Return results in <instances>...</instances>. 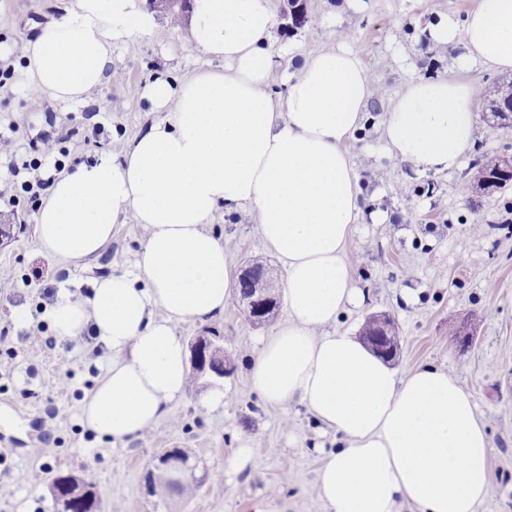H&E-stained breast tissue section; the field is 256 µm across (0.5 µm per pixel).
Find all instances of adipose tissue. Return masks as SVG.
Returning a JSON list of instances; mask_svg holds the SVG:
<instances>
[{
    "label": "adipose tissue",
    "mask_w": 512,
    "mask_h": 512,
    "mask_svg": "<svg viewBox=\"0 0 512 512\" xmlns=\"http://www.w3.org/2000/svg\"><path fill=\"white\" fill-rule=\"evenodd\" d=\"M267 3L193 0L190 43L223 69L149 83L162 119L124 154L57 176L42 202L35 232L61 263L100 256L127 218L148 229L134 271L95 279L83 300L60 292L48 312L58 340L90 330L112 356L83 400V423L123 447L184 398L190 353L176 325L223 315L232 294L228 249L207 225L246 206L286 269L288 306L256 352L251 382L265 403L303 407L338 436L317 477L325 512H395L401 500L418 512H476L492 487V448L472 392L430 364L397 376L336 327L366 300L347 256L360 188L344 144L362 125L371 80L358 52L340 44L306 57L286 95L272 98ZM153 31L134 0H66L23 45L29 86L87 102L116 76L113 43ZM428 36L461 43V69L512 71V0H479ZM475 99L472 81L411 82L386 116L388 151L426 170L457 168L476 140Z\"/></svg>",
    "instance_id": "adipose-tissue-1"
}]
</instances>
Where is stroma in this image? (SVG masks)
Returning <instances> with one entry per match:
<instances>
[{
  "label": "stroma",
  "mask_w": 512,
  "mask_h": 512,
  "mask_svg": "<svg viewBox=\"0 0 512 512\" xmlns=\"http://www.w3.org/2000/svg\"><path fill=\"white\" fill-rule=\"evenodd\" d=\"M479 0H372L369 12L348 9L345 0H306L308 21L291 26L288 0H268L273 14L271 38L280 53L270 85L271 95L287 91V75L306 55L335 47L340 40L359 50L375 93L361 129L346 142L362 194L356 231L348 245L353 277L367 298L363 307H348L338 328L359 333L365 319L385 314L399 327L400 353L393 363L399 374L432 364L457 375L470 389L490 438L494 491L477 512H512V187L492 194L476 193L471 164L485 153L512 156V129L490 132L479 120L476 143L453 171H424L392 159L382 126L392 99L419 78L452 77L492 88L504 74L486 66L459 70L463 49L434 43L426 25L455 15L465 18ZM60 0H0V69L13 76L0 85V123L13 124L21 144L46 130L69 131L62 143L63 166L120 154L130 139L159 115L144 96L157 77L183 80L206 66L190 47L185 24L174 25L155 14L158 32L137 36L135 49L112 48L117 79L98 90L93 106L46 100L38 113L26 105L27 79L21 59L7 46L31 37L38 25L58 16ZM122 107L109 111L111 100ZM388 170L379 179V170ZM35 212L0 201V225L15 226L10 242L0 246V279L15 288L0 297V326L10 328L0 342V446L12 454L0 461V512H54L47 482L57 471L96 484L104 502H118L123 512H154L144 495L142 474L162 449H187L207 480L188 502L171 501L170 512H239L256 501L260 512H325L316 474L336 437L317 429L304 408L290 414L263 402L248 373L262 337L288 318L280 308L275 321L251 324L236 300L210 323L186 319L177 326L184 340L207 329L225 338L224 352L234 364L223 381L200 380L169 416L139 434L127 447L98 441L82 421V401L111 362L102 349L60 342L51 330L34 332L60 290L74 298L88 294L93 281L115 270L134 271L146 238L135 220L118 225L101 256L60 270L47 259L35 235ZM481 233H473V225ZM216 236L232 240V268L258 261L285 280L282 262L263 246L257 217L248 209L232 215L215 213L209 226ZM468 321L472 344L460 352L448 326ZM71 374L70 387L59 390L60 372ZM223 392L224 404L205 410L204 401ZM54 452L39 455L44 434ZM251 451L242 470L226 463L240 448ZM41 473V482L31 480Z\"/></svg>",
  "instance_id": "stroma-1"
}]
</instances>
